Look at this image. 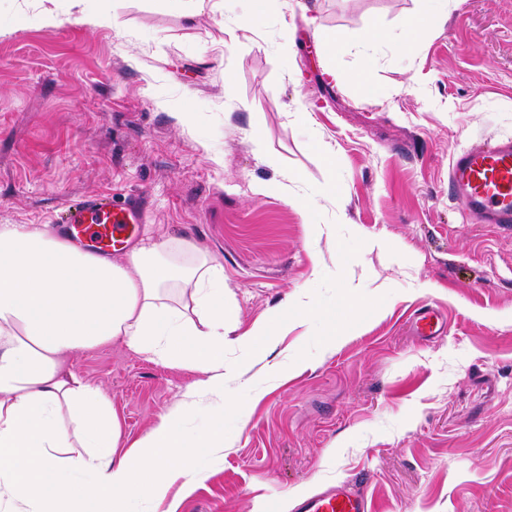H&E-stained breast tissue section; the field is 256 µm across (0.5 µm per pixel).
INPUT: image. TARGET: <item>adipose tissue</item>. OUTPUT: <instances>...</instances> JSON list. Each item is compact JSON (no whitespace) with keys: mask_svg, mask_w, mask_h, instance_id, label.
Returning a JSON list of instances; mask_svg holds the SVG:
<instances>
[{"mask_svg":"<svg viewBox=\"0 0 512 512\" xmlns=\"http://www.w3.org/2000/svg\"><path fill=\"white\" fill-rule=\"evenodd\" d=\"M112 340L204 374L124 452L104 393L61 369ZM224 375V268L206 252L148 237L119 263L42 224L0 225V502L13 512H127L199 479L185 449L223 451ZM203 406L212 423L190 433ZM75 444L83 456L59 457Z\"/></svg>","mask_w":512,"mask_h":512,"instance_id":"ef3b65f1","label":"adipose tissue"}]
</instances>
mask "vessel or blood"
<instances>
[{
  "label": "vessel or blood",
  "mask_w": 512,
  "mask_h": 512,
  "mask_svg": "<svg viewBox=\"0 0 512 512\" xmlns=\"http://www.w3.org/2000/svg\"><path fill=\"white\" fill-rule=\"evenodd\" d=\"M450 180L460 203L479 222L512 224V140L486 139L456 154ZM139 197L117 201L112 195L84 197L71 203L59 222L67 240L109 257L133 242L132 227L144 223ZM415 333L426 339L442 336L444 325L431 310L417 315ZM296 512H374L365 492L342 482L302 498Z\"/></svg>",
  "instance_id": "vessel-or-blood-1"
}]
</instances>
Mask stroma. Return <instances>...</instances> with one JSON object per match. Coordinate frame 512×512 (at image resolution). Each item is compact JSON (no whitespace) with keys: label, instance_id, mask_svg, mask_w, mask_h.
Segmentation results:
<instances>
[{"label":"stroma","instance_id":"obj_1","mask_svg":"<svg viewBox=\"0 0 512 512\" xmlns=\"http://www.w3.org/2000/svg\"><path fill=\"white\" fill-rule=\"evenodd\" d=\"M422 4L278 0L227 46L250 0H85L112 10L110 28L46 26L36 0H0V224L135 194L139 238L189 241L224 267L236 401L223 456L196 449L205 477L170 490L177 512H294L347 481L379 512H512V227L473 223L449 177L474 141L512 137V0H432L436 24L403 50ZM373 20L389 38L369 51ZM326 30L349 38L334 63ZM368 53L373 95L355 84ZM333 179L335 204L318 196ZM261 182L276 191L254 193ZM349 284L371 300L351 319ZM308 292L322 318L281 324L280 304ZM419 309L443 336L414 334ZM259 325L268 351L244 352ZM65 367L105 393L125 447L201 377L120 340Z\"/></svg>","mask_w":512,"mask_h":512}]
</instances>
